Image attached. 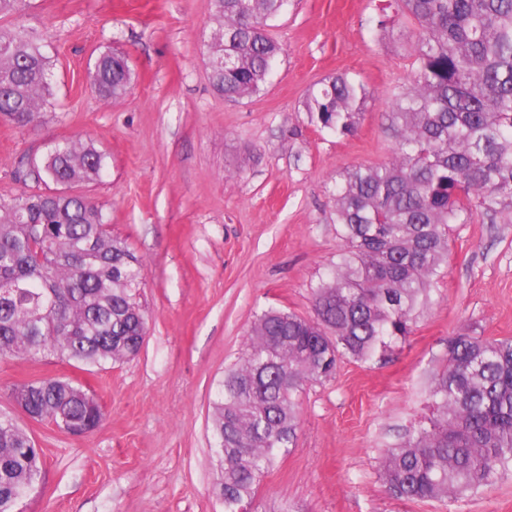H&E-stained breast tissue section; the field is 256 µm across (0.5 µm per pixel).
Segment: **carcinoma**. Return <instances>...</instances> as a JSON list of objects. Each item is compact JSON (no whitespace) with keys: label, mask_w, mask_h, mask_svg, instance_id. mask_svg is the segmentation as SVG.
Masks as SVG:
<instances>
[{"label":"carcinoma","mask_w":512,"mask_h":512,"mask_svg":"<svg viewBox=\"0 0 512 512\" xmlns=\"http://www.w3.org/2000/svg\"><path fill=\"white\" fill-rule=\"evenodd\" d=\"M208 58L213 88L257 94L281 45L270 21L288 0H212ZM375 30L405 39L408 78L392 91L390 158L336 174L332 276L314 292V315L270 308L257 316L212 402L224 512H248L260 482L293 445L298 393L331 378L345 356L369 360L408 336L433 304L448 267V230L473 215L512 223V0H388ZM52 56L25 28L0 27V116L20 126L51 105ZM107 101L128 95L126 56H96L91 72ZM364 85L329 75L303 110L319 131L357 129ZM105 157L87 140L56 145L37 173L61 186L0 198V357L55 356L102 367L137 355L147 332L136 300L142 263L112 235L102 207L70 192L100 179ZM33 419L78 434L103 410L68 378L36 377L10 394ZM429 425L387 451L381 479L395 496L446 501L512 475V339H448L446 364L428 388ZM42 449L0 413V512H18L42 483Z\"/></svg>","instance_id":"1"}]
</instances>
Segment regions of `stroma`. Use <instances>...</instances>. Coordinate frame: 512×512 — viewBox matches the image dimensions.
<instances>
[{"label":"stroma","mask_w":512,"mask_h":512,"mask_svg":"<svg viewBox=\"0 0 512 512\" xmlns=\"http://www.w3.org/2000/svg\"><path fill=\"white\" fill-rule=\"evenodd\" d=\"M384 0H291L272 22L283 54L261 91L231 101L211 85L210 0H30L6 26L32 29L54 60L48 111L20 128L0 118V197L45 190L34 165L81 138L105 156L76 191L103 205L114 236L145 267L149 330L132 360L83 370L48 356L0 359V410L44 450L22 512H224L209 413L256 316L313 315L340 240L332 181L386 160L390 94L410 71L401 43L378 39ZM125 54L132 93L104 101L89 74L100 50ZM348 73L370 100L357 132L322 133L302 101ZM434 305L412 333L367 361L344 358L305 386L293 447L258 486L251 512H512V478L441 502L403 500L380 479L385 453L431 414L427 389L462 330L512 339V223L454 225ZM37 376L92 391L104 418L72 436L16 414L9 394Z\"/></svg>","instance_id":"stroma-1"}]
</instances>
